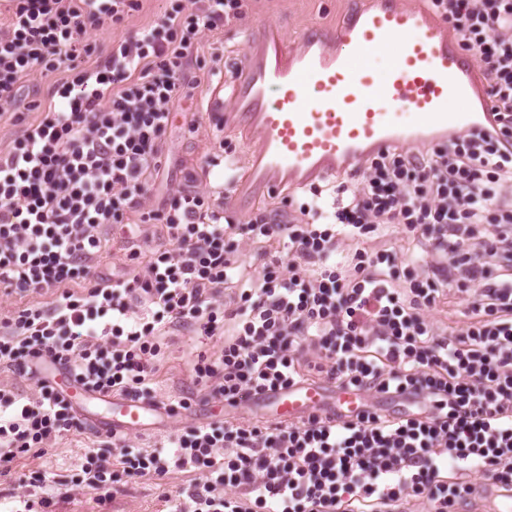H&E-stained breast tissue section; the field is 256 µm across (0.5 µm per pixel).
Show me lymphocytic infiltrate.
I'll return each instance as SVG.
<instances>
[{
	"label": "lymphocytic infiltrate",
	"instance_id": "obj_1",
	"mask_svg": "<svg viewBox=\"0 0 512 512\" xmlns=\"http://www.w3.org/2000/svg\"><path fill=\"white\" fill-rule=\"evenodd\" d=\"M144 0H8L0 25V113L24 127L0 148V474L86 426L38 368L87 389L146 401L187 329L212 341L195 385L230 408L299 382L367 393L355 414L193 424L147 446L110 432L71 479L99 500L132 478L184 472L166 512H462L479 479L512 491V0H430L479 62L499 119L421 148L371 157L337 180L334 212L289 202L226 214L223 199L178 189L144 210L166 164L162 140L201 30L245 18L246 0H166L135 38L101 49ZM54 98L16 109L32 72ZM129 245L120 275L98 263L106 228ZM420 238L400 257L372 248L393 229ZM163 246H152L154 235ZM250 236L260 270L240 258ZM478 287L464 325L437 332L449 286Z\"/></svg>",
	"mask_w": 512,
	"mask_h": 512
}]
</instances>
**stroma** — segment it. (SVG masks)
<instances>
[{
	"mask_svg": "<svg viewBox=\"0 0 512 512\" xmlns=\"http://www.w3.org/2000/svg\"><path fill=\"white\" fill-rule=\"evenodd\" d=\"M357 0H252L246 19L230 25L218 32L205 31L189 70L191 86L176 102L175 117L168 129L163 149L167 156V167L163 174L154 178L144 203L145 208L158 207L168 192L182 187L186 180H193L198 190L206 192L217 186L224 189L230 207L236 212H254L255 208L276 210L283 208L282 195H274L260 200L258 205L240 201L236 185L230 184L223 166H209L211 157L220 155L221 140L227 139L236 149V169H243L244 157L241 132L233 127L217 129L209 106L213 102L222 103L225 111H232L233 101L230 89L217 84L209 73L210 53L216 46H223L227 65H238L244 53L245 33H258L261 27L272 24L278 26L289 43H297L303 32L312 25L320 24L334 28L346 19L356 6ZM196 120L198 130L190 134L184 125L188 120ZM199 337L184 334L178 337L174 351L161 371L156 387L155 402L166 406L170 397L180 393L192 394L195 398L191 413L180 417L162 416L158 428L141 431L145 444L151 445L164 436L176 433L184 426L194 423H207L222 419L240 421L256 420L263 411L257 406L228 410L223 402L213 398L207 391L197 389L190 377L187 356L202 350ZM81 420L87 422L91 433L69 435L57 440L52 448L43 454L28 456L19 460L10 474L0 475V512H13L19 497L29 494L30 489L20 482L19 476L31 471L45 473L47 482L40 493L52 498L55 512H162L163 494H176L186 485L187 474H170L163 483L146 478H135L120 484L107 505H99L95 495L85 491L72 490L69 480L85 454L95 447V433H106L111 425L105 408L96 407L92 412H80Z\"/></svg>",
	"mask_w": 512,
	"mask_h": 512,
	"instance_id": "1",
	"label": "stroma"
}]
</instances>
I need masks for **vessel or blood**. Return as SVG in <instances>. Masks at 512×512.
<instances>
[{
  "label": "vessel or blood",
  "instance_id": "vessel-or-blood-1",
  "mask_svg": "<svg viewBox=\"0 0 512 512\" xmlns=\"http://www.w3.org/2000/svg\"><path fill=\"white\" fill-rule=\"evenodd\" d=\"M258 50H245V77L224 120L245 135L247 173L241 194L259 199L308 183L361 171L365 160L394 147H417L448 134L480 131L492 105L474 97L470 56L420 8L400 0H364L336 28H308L289 45L264 27ZM390 53L383 73L365 60ZM277 419L292 421L332 409H358L355 391L301 382L266 398ZM124 429L143 428L150 407L109 399Z\"/></svg>",
  "mask_w": 512,
  "mask_h": 512
}]
</instances>
